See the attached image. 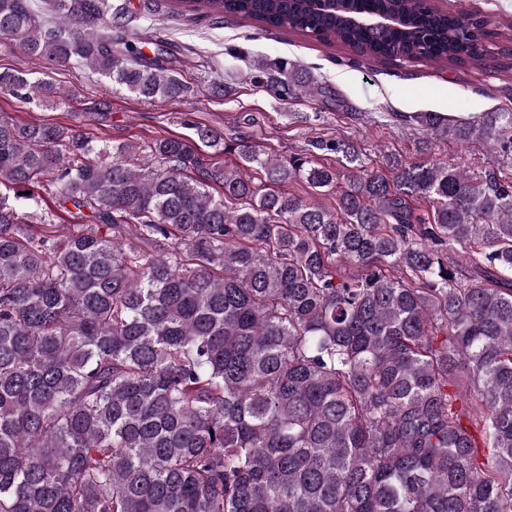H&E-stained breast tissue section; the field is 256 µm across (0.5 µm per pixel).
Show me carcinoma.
<instances>
[{"instance_id": "carcinoma-1", "label": "carcinoma", "mask_w": 512, "mask_h": 512, "mask_svg": "<svg viewBox=\"0 0 512 512\" xmlns=\"http://www.w3.org/2000/svg\"><path fill=\"white\" fill-rule=\"evenodd\" d=\"M171 2L378 61L504 68L467 13L424 0ZM56 12L0 0V47L144 102L189 93L163 42L112 34L110 0ZM255 70L281 100L318 91L294 64ZM0 95L67 98L14 69ZM399 123L512 152L511 109ZM330 150L337 168L197 126L144 152L0 116V512H512V181ZM45 181L73 207L62 235L26 223Z\"/></svg>"}]
</instances>
